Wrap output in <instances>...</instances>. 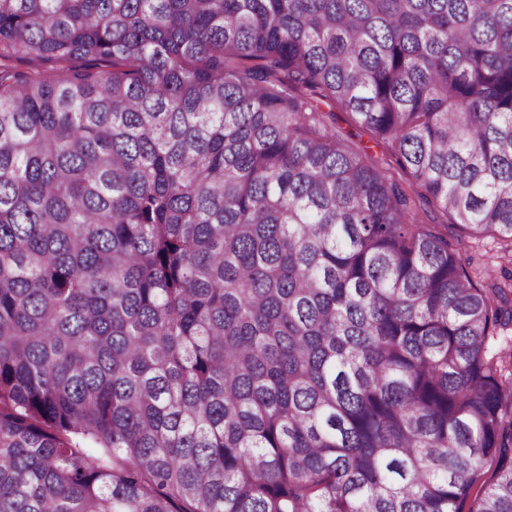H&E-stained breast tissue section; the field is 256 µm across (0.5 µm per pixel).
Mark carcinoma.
Listing matches in <instances>:
<instances>
[{
  "label": "carcinoma",
  "instance_id": "obj_1",
  "mask_svg": "<svg viewBox=\"0 0 512 512\" xmlns=\"http://www.w3.org/2000/svg\"><path fill=\"white\" fill-rule=\"evenodd\" d=\"M423 201L512 263V0H0V512H512ZM334 121L336 124V132L343 134L350 141L356 144L366 146L374 163L383 167H388L386 164L389 162L388 154H383V151L379 146H374L375 144L371 140L370 135L356 126L346 112L336 108L334 112Z\"/></svg>",
  "mask_w": 512,
  "mask_h": 512
}]
</instances>
